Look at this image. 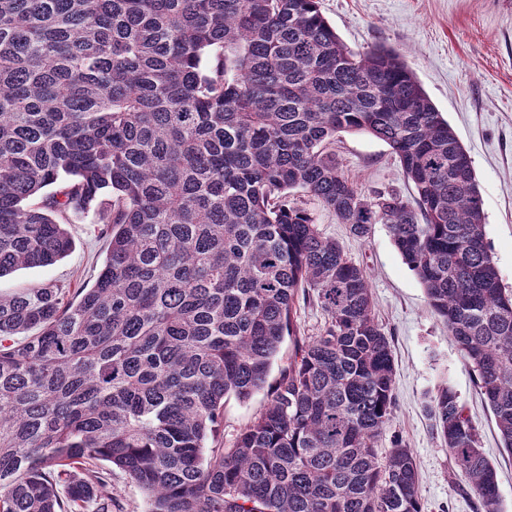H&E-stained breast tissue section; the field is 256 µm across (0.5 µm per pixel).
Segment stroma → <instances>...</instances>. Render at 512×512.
Masks as SVG:
<instances>
[{
  "mask_svg": "<svg viewBox=\"0 0 512 512\" xmlns=\"http://www.w3.org/2000/svg\"><path fill=\"white\" fill-rule=\"evenodd\" d=\"M319 8L342 40L364 51L376 44L398 50L473 160L485 213L487 241L505 288L512 289V0H319ZM336 161L359 191L389 192L412 199L413 185L381 140L342 133ZM290 201L306 208L320 232L335 239L366 274L375 318L395 363V411L377 443L386 455L393 440L410 448L420 471L422 512H476L467 478L452 466L426 410L439 386L450 385L477 428L485 455L495 466L502 512H512V454L502 446L478 382L444 323L431 311L425 291L395 248L386 225L353 236L332 210L300 190ZM75 248L54 265L22 268L0 277V292L52 283L75 295L90 288L105 259L99 225L68 227ZM296 336L318 334L325 315L301 303ZM296 336L285 337L264 389L248 400L224 403L222 439L236 436L267 404L270 389L287 368Z\"/></svg>",
  "mask_w": 512,
  "mask_h": 512,
  "instance_id": "1",
  "label": "stroma"
}]
</instances>
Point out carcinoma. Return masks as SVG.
<instances>
[{"label": "carcinoma", "instance_id": "obj_1", "mask_svg": "<svg viewBox=\"0 0 512 512\" xmlns=\"http://www.w3.org/2000/svg\"><path fill=\"white\" fill-rule=\"evenodd\" d=\"M385 142L414 187L366 197L329 150ZM300 189L357 237L386 224L477 373L512 453V294L471 156L393 48L355 51L318 0H0V277L51 266L102 224L92 288L0 294V512H421L393 418L394 361L368 280ZM267 406L226 448L229 396ZM428 411L478 512L498 476L451 386ZM294 320L297 326V336L284 337L280 353L272 365L265 387L246 401H239L233 396L225 401L224 428L221 434L224 447L229 448L240 431L267 404L270 392L278 381L282 370L288 367L289 358L294 351L295 338L318 334L324 325L325 315L316 303L304 304L301 298L297 304ZM112 512H147L146 495L121 470L112 468Z\"/></svg>", "mask_w": 512, "mask_h": 512}]
</instances>
